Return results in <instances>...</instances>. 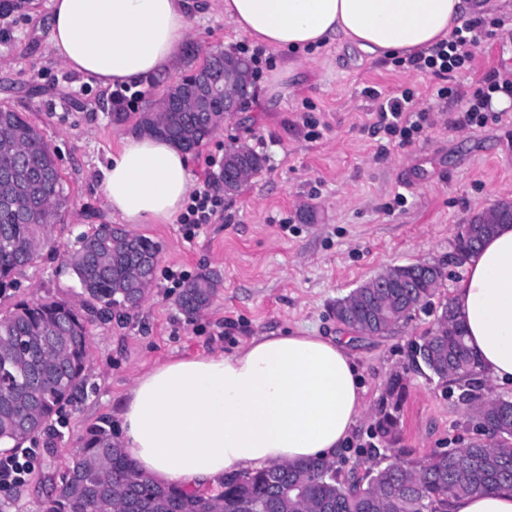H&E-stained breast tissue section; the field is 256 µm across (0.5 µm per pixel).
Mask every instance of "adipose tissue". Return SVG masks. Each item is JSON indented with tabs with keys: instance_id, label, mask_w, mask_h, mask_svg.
I'll return each instance as SVG.
<instances>
[{
	"instance_id": "ef3b65f1",
	"label": "adipose tissue",
	"mask_w": 512,
	"mask_h": 512,
	"mask_svg": "<svg viewBox=\"0 0 512 512\" xmlns=\"http://www.w3.org/2000/svg\"><path fill=\"white\" fill-rule=\"evenodd\" d=\"M202 0H51L50 47L85 81L111 88L168 71ZM474 0H224L251 39L298 53L339 39L374 59L449 38ZM107 207L129 224H164L185 208L189 157L169 140L122 138L101 168ZM451 300L481 377L512 387V224L466 263ZM344 342L253 338L234 352L180 358L138 376L121 403L122 446L140 472L193 488L275 463L338 454L364 409Z\"/></svg>"
}]
</instances>
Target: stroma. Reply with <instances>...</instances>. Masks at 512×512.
<instances>
[{"label": "stroma", "instance_id": "35a3bbf8", "mask_svg": "<svg viewBox=\"0 0 512 512\" xmlns=\"http://www.w3.org/2000/svg\"><path fill=\"white\" fill-rule=\"evenodd\" d=\"M49 5L31 0L23 10L0 13V107L40 129L72 205L51 228L55 249H43L18 273V289L0 296V313L31 298L83 306L66 254L80 234L121 222L103 205L101 165L135 131L141 112L210 53L248 51L260 59L252 65L245 108L191 151L193 184L212 181L233 145L260 153L264 167L224 197L212 223L194 235L180 223L129 225L162 248L149 297L137 312L92 324L86 393L65 407L52 434L33 440L24 484L0 485L8 512H42L52 482L72 466L89 430L115 424L137 376L171 359L229 352L285 330L349 340L366 392L352 440L336 457L342 470L381 463L375 450L383 442L373 424L381 407L394 404L386 390L398 375L405 391L395 445L405 459L418 462L469 444L476 429L459 401L461 388L415 368L411 350L464 276L465 266L448 261L463 226L512 202V0H482V15L502 24L474 49L467 69L449 78L370 59L338 40L306 55L260 49L225 18L224 0H207L170 70L123 87L128 119L121 124L111 118L113 91L87 83L51 56ZM492 72L508 88V107L484 125L458 126L463 104ZM448 86L453 95L437 96ZM405 90L427 110V120L409 144H383L371 130L373 112L381 98ZM422 262L447 271L426 310L378 336L336 321L338 299L386 269ZM206 268L221 271L222 285L206 310L187 317L170 276L189 279Z\"/></svg>", "mask_w": 512, "mask_h": 512}]
</instances>
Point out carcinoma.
Listing matches in <instances>:
<instances>
[{"instance_id":"1","label":"carcinoma","mask_w":512,"mask_h":512,"mask_svg":"<svg viewBox=\"0 0 512 512\" xmlns=\"http://www.w3.org/2000/svg\"><path fill=\"white\" fill-rule=\"evenodd\" d=\"M224 82L221 57L173 83L158 106L142 113V132L165 137L191 151L224 122V99L209 103L202 93ZM264 158L245 145L224 154L214 177L236 193L263 168ZM70 200L64 193L55 155L41 132L20 113L0 108V292L15 274L53 246L49 228ZM512 221V203H500L465 225L454 243L464 264L497 224ZM160 245L111 224L80 237L67 256L85 297L84 309L59 300H20L0 314V448H20L51 430L62 405L84 395L88 384V340L94 317L127 315L145 303L159 261ZM401 287L384 288L370 279L336 301L334 316L361 334H384L403 322L400 312L431 304L442 276L416 263L397 266ZM221 274L205 269L187 281L177 305L187 316L206 309ZM414 361L440 379L467 387L460 396L469 411L484 414L489 439L470 443L449 457L432 454L415 464L389 449L392 461L364 475L344 474L329 459L278 463L245 474L227 475L222 492L204 496L176 485H160L139 473L112 430L91 429L72 467L56 482L46 512H448V498L487 490L512 491V398L484 397L474 381V358L451 302L441 305L435 326L414 344ZM398 404L376 422L387 443L395 439Z\"/></svg>"}]
</instances>
